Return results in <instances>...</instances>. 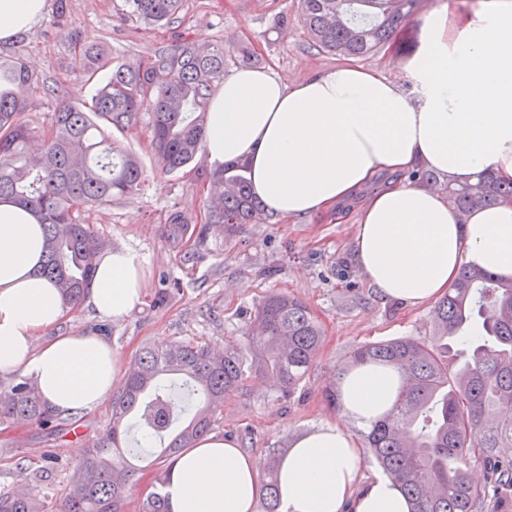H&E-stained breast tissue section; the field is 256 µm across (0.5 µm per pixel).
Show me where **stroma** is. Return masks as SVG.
Listing matches in <instances>:
<instances>
[{"mask_svg": "<svg viewBox=\"0 0 512 512\" xmlns=\"http://www.w3.org/2000/svg\"><path fill=\"white\" fill-rule=\"evenodd\" d=\"M60 4L71 23L67 31L57 25ZM488 4L489 0H424L382 52L362 63L411 87L407 67L422 44L425 18L441 8L464 15ZM123 5V0H49L48 11L32 29L0 44V52L22 56L47 87L36 111L25 113L26 121L46 128L60 102L90 103L94 86L76 79L83 61L71 47L74 33L103 41L112 57L127 64L164 49L178 35L198 44L245 43L259 56L261 67L286 84L342 62L341 56L309 46L297 0H184L177 21L169 27L124 19ZM283 13L288 16L284 28L277 23ZM119 139L138 155L150 184L133 199L88 211L87 220L113 247L132 249L148 262L143 303L120 321L99 318L81 304L68 311L61 328L106 336L129 366L147 345L196 341L224 349L240 344L265 296L277 291L301 299L319 321L324 342L298 389L284 398L252 381L225 398L215 414L213 433L233 438L256 458L259 469L281 460L293 434L336 419L324 390L353 349L367 342L433 336L432 304L408 306L382 299L363 278L354 261L352 222L339 223L317 213L273 217L227 233L206 219L203 175L210 166L205 157H197L182 172L165 173L150 147L145 116ZM175 210L190 220L187 234L179 240L169 236L168 216ZM111 417L112 404L107 401L66 420L52 434L28 424L0 426V488L31 489L59 504L79 454L109 427ZM46 451L54 453L62 466L37 483L31 476L41 468Z\"/></svg>", "mask_w": 512, "mask_h": 512, "instance_id": "stroma-1", "label": "stroma"}]
</instances>
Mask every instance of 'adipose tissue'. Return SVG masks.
Here are the masks:
<instances>
[{"label":"adipose tissue","instance_id":"adipose-tissue-1","mask_svg":"<svg viewBox=\"0 0 512 512\" xmlns=\"http://www.w3.org/2000/svg\"><path fill=\"white\" fill-rule=\"evenodd\" d=\"M47 0H0V42L31 28ZM407 92L379 71L345 63L286 84L242 68L214 92L205 126L210 165L241 160L267 212L303 217L354 206L378 174H395L356 206V264L379 295L418 306L437 301L463 266L512 279V201L460 217L442 193L407 180L428 169L451 181L494 172L512 179V0L424 21ZM43 230L13 201L0 202V374L31 377L64 416L86 413L125 376L111 343L60 331L67 307L38 273ZM148 263L129 249L96 258L86 304L120 320L143 302ZM397 373L358 365L342 375L339 414L295 437L277 469L279 512H409L400 483L363 479L352 427L369 428L396 398ZM169 512H257L256 459L207 434L169 466Z\"/></svg>","mask_w":512,"mask_h":512}]
</instances>
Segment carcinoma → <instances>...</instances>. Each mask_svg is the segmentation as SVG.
<instances>
[{"instance_id":"1","label":"carcinoma","mask_w":512,"mask_h":512,"mask_svg":"<svg viewBox=\"0 0 512 512\" xmlns=\"http://www.w3.org/2000/svg\"><path fill=\"white\" fill-rule=\"evenodd\" d=\"M183 0H125V16L170 25ZM423 0H299L300 22L311 47L344 57H365L386 46ZM85 64L84 84L110 70L86 109L58 106L48 130L22 120L33 110L44 82L19 55H0V200L31 207L43 226L40 274L75 306L90 290L94 257L107 243L84 212L138 194L148 181L138 157L103 125L119 131L150 115L151 148L167 173L178 172L204 151L210 96L224 81L231 60L253 66L246 44L229 50L218 42L206 50L180 39L135 65L112 58L99 41L76 40ZM207 207L213 224L234 231L266 213L252 195L246 164L233 161L210 170ZM410 178L441 186L462 214L512 197V181L491 173L476 183L438 184L421 170ZM429 340L401 338L355 348L348 368L389 365L402 378L392 410L365 432L366 452L399 482L411 512H512V497L490 504L494 490L512 488V279L466 266L433 310ZM465 338L464 359L454 365L448 340ZM323 329L307 305L282 293L259 305L241 346L212 350L197 342L144 348L112 402L111 426L94 440L87 458L70 474L60 512H125L136 473L128 457L126 429L137 427L165 442L164 458L207 435L224 396L236 391L245 372L282 394H291L312 368ZM180 386L198 399L191 416L171 390ZM62 417L52 411L30 379L0 393V424L28 422L49 434ZM483 465L485 481L473 483L469 460ZM263 489L269 512L279 503L274 471ZM0 512H54L47 496L0 490Z\"/></svg>"}]
</instances>
